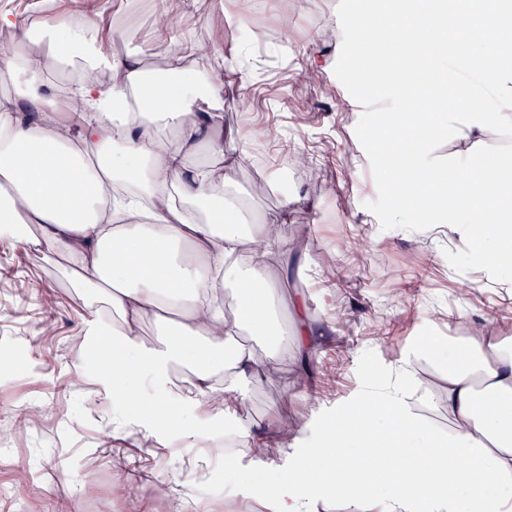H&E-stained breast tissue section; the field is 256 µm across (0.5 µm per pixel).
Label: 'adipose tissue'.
<instances>
[{
  "mask_svg": "<svg viewBox=\"0 0 512 512\" xmlns=\"http://www.w3.org/2000/svg\"><path fill=\"white\" fill-rule=\"evenodd\" d=\"M154 28L139 52L121 51L124 31L109 0H67L33 26L0 9V224L26 227L20 242L91 291L81 306L86 335L104 339L105 377L117 423L141 392L198 416L231 411L236 380H272L273 346L238 344L243 326L277 334L270 301L287 240L285 224L246 221L247 206L217 158L237 133L224 126V71L188 79L199 52L221 58L181 28L195 0H153ZM164 50L162 73L147 66ZM213 162L193 165L200 146ZM238 285V310L224 290ZM108 305L118 323L105 320ZM169 312L175 333L146 347L144 322ZM460 341L427 339L389 370L369 371L328 417L283 440L310 445L275 472L266 512H316L288 484L324 488L355 512H512V320L458 312ZM441 365L431 377L427 361ZM196 367L183 383L174 364ZM443 408L447 433L427 413Z\"/></svg>",
  "mask_w": 512,
  "mask_h": 512,
  "instance_id": "1",
  "label": "adipose tissue"
}]
</instances>
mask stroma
I'll use <instances>...</instances> for the list:
<instances>
[{"label": "stroma", "instance_id": "stroma-1", "mask_svg": "<svg viewBox=\"0 0 512 512\" xmlns=\"http://www.w3.org/2000/svg\"><path fill=\"white\" fill-rule=\"evenodd\" d=\"M339 0H197L187 28L224 45L242 71L224 72V96L246 94L247 108H228L224 125L240 130L226 150L241 195L253 214L278 217L286 194L299 197L289 214L295 252L278 294L279 351L286 375L269 382L240 379V398L228 415L197 420L192 412L170 419L168 406L141 395L138 417H166L165 432L133 427L112 437V400L99 384L101 358L84 334L83 289L66 274L0 237V512H125L127 498H143L144 512H177L183 499L207 501L211 489L229 487L233 499L264 512L268 468L292 464L294 450L272 444V422L308 421L319 403L346 399L365 373L393 361L420 336L448 338L449 305L475 316L502 312L512 292L482 270H455L446 251L466 242L444 227L382 229L365 204L377 196L369 163L355 133L359 106L334 72L305 76V56L334 60L333 19ZM112 17L125 31V47L138 52L151 30V0H112ZM248 12L256 28L276 30L289 17L288 40L267 43L259 60L252 40L224 22ZM279 131L311 159L288 192L278 181L277 144L254 142L252 129ZM28 289L18 290V280ZM55 295L46 310V295ZM299 297L310 318L325 328L321 346L304 373L294 354L288 301ZM269 441L260 464L226 470L208 457L209 438L229 425ZM152 473L166 496L143 491ZM96 496L83 493L86 485Z\"/></svg>", "mask_w": 512, "mask_h": 512}]
</instances>
